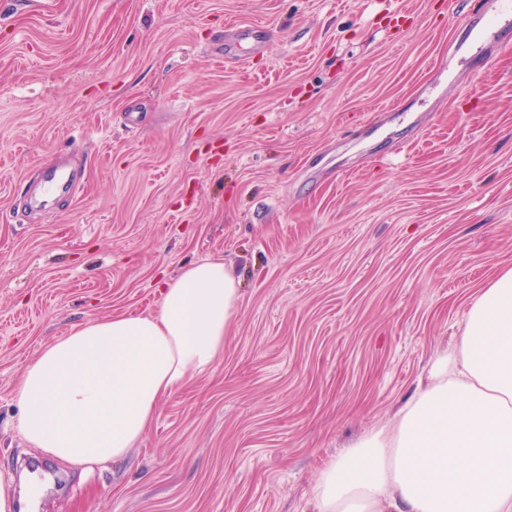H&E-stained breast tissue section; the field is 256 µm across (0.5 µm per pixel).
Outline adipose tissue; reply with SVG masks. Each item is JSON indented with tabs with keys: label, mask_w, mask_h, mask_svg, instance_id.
Segmentation results:
<instances>
[{
	"label": "adipose tissue",
	"mask_w": 512,
	"mask_h": 512,
	"mask_svg": "<svg viewBox=\"0 0 512 512\" xmlns=\"http://www.w3.org/2000/svg\"><path fill=\"white\" fill-rule=\"evenodd\" d=\"M238 284L223 260L194 263L163 283L156 312L72 328L25 368L18 432L83 470L124 458L162 399L223 354ZM460 331L391 421L321 468L316 512H512V267Z\"/></svg>",
	"instance_id": "adipose-tissue-1"
}]
</instances>
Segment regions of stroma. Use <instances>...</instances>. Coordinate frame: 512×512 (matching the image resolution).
<instances>
[{"label":"stroma","mask_w":512,"mask_h":512,"mask_svg":"<svg viewBox=\"0 0 512 512\" xmlns=\"http://www.w3.org/2000/svg\"><path fill=\"white\" fill-rule=\"evenodd\" d=\"M481 0H0V468L34 512H315L322 466L391 419L512 267V37ZM265 54L224 65L226 24ZM76 192L28 206L62 161ZM223 260L242 301L125 458L76 469L15 429L73 326L152 313ZM511 12V14H510ZM512 17L511 1L509 0H484L481 16L474 19L467 17V26L470 33H474L477 40L485 42L484 32L487 30L488 21L499 17ZM231 34L224 35V42L217 47L224 62H236L241 59L243 45L256 54H263L268 46V28L260 23L238 21L229 26Z\"/></svg>","instance_id":"stroma-1"}]
</instances>
